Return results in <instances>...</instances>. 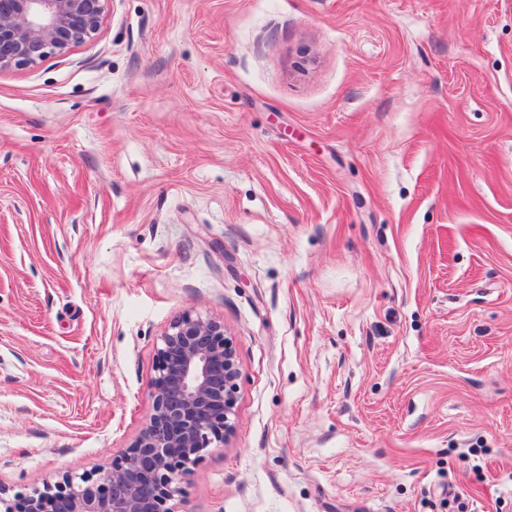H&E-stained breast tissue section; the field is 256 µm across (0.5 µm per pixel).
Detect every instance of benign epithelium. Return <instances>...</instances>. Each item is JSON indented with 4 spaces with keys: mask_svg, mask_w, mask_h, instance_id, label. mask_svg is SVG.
<instances>
[{
    "mask_svg": "<svg viewBox=\"0 0 512 512\" xmlns=\"http://www.w3.org/2000/svg\"><path fill=\"white\" fill-rule=\"evenodd\" d=\"M109 0H0V71L63 55L100 29ZM239 368L224 323L190 311L157 346L152 412L107 468L36 487L0 512H178L181 484L235 428Z\"/></svg>",
    "mask_w": 512,
    "mask_h": 512,
    "instance_id": "benign-epithelium-1",
    "label": "benign epithelium"
}]
</instances>
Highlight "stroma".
<instances>
[{"instance_id":"1","label":"stroma","mask_w":512,"mask_h":512,"mask_svg":"<svg viewBox=\"0 0 512 512\" xmlns=\"http://www.w3.org/2000/svg\"><path fill=\"white\" fill-rule=\"evenodd\" d=\"M223 322L181 512H512V0H110L0 71V488L111 463Z\"/></svg>"}]
</instances>
